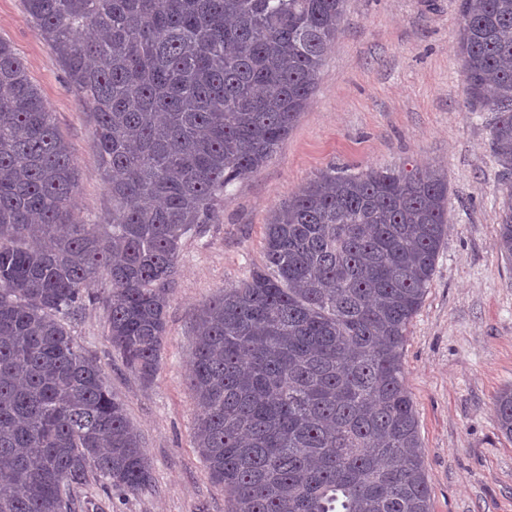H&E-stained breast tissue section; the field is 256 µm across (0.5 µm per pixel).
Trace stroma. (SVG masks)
Here are the masks:
<instances>
[{
  "label": "stroma",
  "mask_w": 512,
  "mask_h": 512,
  "mask_svg": "<svg viewBox=\"0 0 512 512\" xmlns=\"http://www.w3.org/2000/svg\"><path fill=\"white\" fill-rule=\"evenodd\" d=\"M460 12L461 0H348L309 107L261 169L227 188L215 223L184 241L151 378L127 368L111 347L107 280L90 286L70 331L140 432L154 485L125 496L90 479L75 512H231L194 444L197 410L186 374L196 313L263 262L270 211L332 165L352 173L434 166L447 174L448 232L404 347L430 512H512V439L501 433L494 406L512 387V267L495 246V115L465 103ZM0 38L24 61L78 161L76 221L99 222L112 196L91 148L93 123L24 0H0Z\"/></svg>",
  "instance_id": "obj_1"
}]
</instances>
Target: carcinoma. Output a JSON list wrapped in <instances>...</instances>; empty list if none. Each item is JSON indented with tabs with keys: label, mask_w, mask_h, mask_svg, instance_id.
<instances>
[{
	"label": "carcinoma",
	"mask_w": 512,
	"mask_h": 512,
	"mask_svg": "<svg viewBox=\"0 0 512 512\" xmlns=\"http://www.w3.org/2000/svg\"><path fill=\"white\" fill-rule=\"evenodd\" d=\"M91 107L112 195L75 224L78 164L0 40V512H68L95 476L152 486L138 430L69 326L104 274L112 348L152 376L183 240L311 103L347 0H24ZM475 111L497 113L512 261V0H462ZM448 230V179L329 168L269 216L264 262L199 311L187 388L233 512H430L407 329ZM512 438V388L495 401Z\"/></svg>",
	"instance_id": "obj_1"
}]
</instances>
